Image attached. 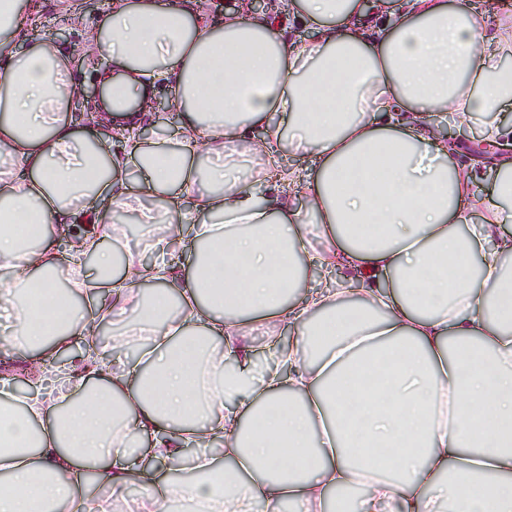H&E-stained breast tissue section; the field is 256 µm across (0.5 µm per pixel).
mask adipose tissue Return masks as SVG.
Wrapping results in <instances>:
<instances>
[{
  "instance_id": "1",
  "label": "adipose tissue",
  "mask_w": 512,
  "mask_h": 512,
  "mask_svg": "<svg viewBox=\"0 0 512 512\" xmlns=\"http://www.w3.org/2000/svg\"><path fill=\"white\" fill-rule=\"evenodd\" d=\"M283 2L271 15L243 0L217 21L204 0H112L80 44L15 54L7 43L44 2L0 0L9 347L90 341L76 367L28 364L35 391L18 396L19 417L0 418L10 485L0 512H107L88 471L123 491L134 434L165 424L153 459L176 464L184 446L218 443L229 465L203 457L187 485L156 476L143 512L183 497L203 512H324L344 490L354 493L348 512H512V122L502 118L512 110V0L494 12L476 0H374L367 36L349 26L363 0ZM303 17L315 39L292 38ZM77 56L105 61L94 108L110 120L107 136L73 122ZM167 80L181 115L173 150L134 136L153 124L154 84ZM436 112L460 128L482 123L491 203L473 191L477 168L456 165L457 148L433 129ZM260 128L263 201L243 156L212 158ZM286 144L314 156L308 172L284 163ZM386 147L398 155L377 167ZM101 197L108 209L96 207ZM129 212L172 232L144 245L161 261L126 253L117 280L107 244L125 235L114 214ZM30 222L64 239L70 295L94 275L109 293L100 313H132L149 339L146 364L123 359L124 343L95 344V318L78 308L50 303L35 317L17 301L33 286L55 293L54 240L31 249L13 229ZM186 241L211 251L172 260ZM307 267L321 281L304 291ZM146 284L159 288L149 306ZM257 314L294 334L268 341L261 368L243 342ZM373 364L388 374L372 395L347 385L354 366ZM50 377L59 392L40 390Z\"/></svg>"
}]
</instances>
